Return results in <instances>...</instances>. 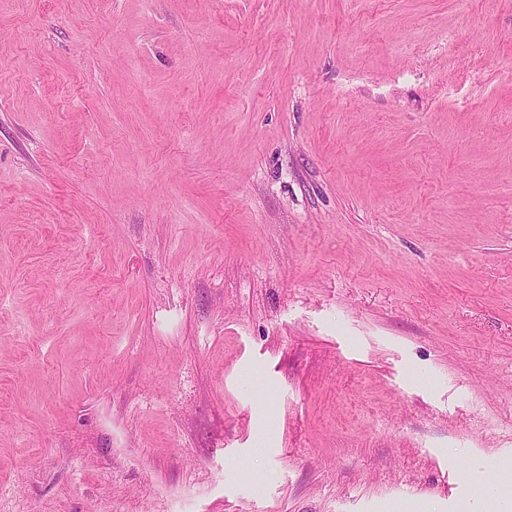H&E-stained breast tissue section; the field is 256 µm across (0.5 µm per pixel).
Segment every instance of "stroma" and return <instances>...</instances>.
I'll return each instance as SVG.
<instances>
[{
	"instance_id": "35a3bbf8",
	"label": "stroma",
	"mask_w": 512,
	"mask_h": 512,
	"mask_svg": "<svg viewBox=\"0 0 512 512\" xmlns=\"http://www.w3.org/2000/svg\"><path fill=\"white\" fill-rule=\"evenodd\" d=\"M507 471L512 0H0V512Z\"/></svg>"
}]
</instances>
